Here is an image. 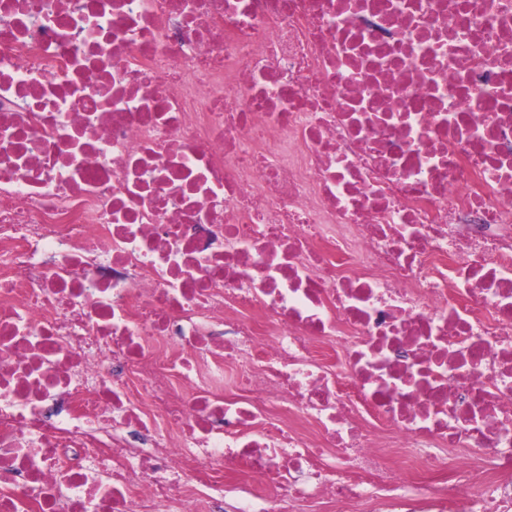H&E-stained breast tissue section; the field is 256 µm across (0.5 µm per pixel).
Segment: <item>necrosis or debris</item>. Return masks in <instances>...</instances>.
Masks as SVG:
<instances>
[{
	"label": "necrosis or debris",
	"instance_id": "1",
	"mask_svg": "<svg viewBox=\"0 0 512 512\" xmlns=\"http://www.w3.org/2000/svg\"><path fill=\"white\" fill-rule=\"evenodd\" d=\"M314 500L512 512V0H0V512Z\"/></svg>",
	"mask_w": 512,
	"mask_h": 512
}]
</instances>
